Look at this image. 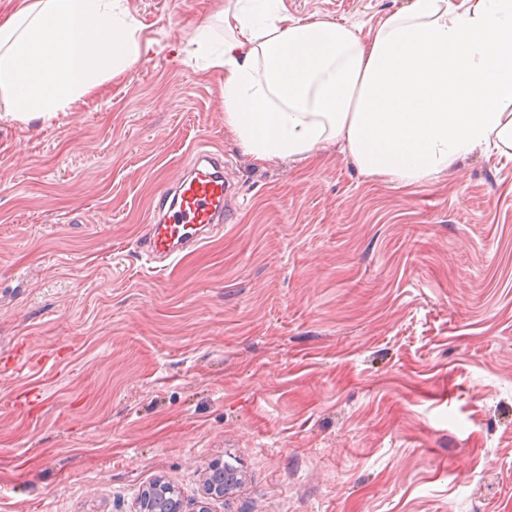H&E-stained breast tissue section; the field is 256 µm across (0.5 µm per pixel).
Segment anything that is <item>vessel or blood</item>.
Segmentation results:
<instances>
[{
	"mask_svg": "<svg viewBox=\"0 0 512 512\" xmlns=\"http://www.w3.org/2000/svg\"><path fill=\"white\" fill-rule=\"evenodd\" d=\"M232 195L224 180L222 152L197 151L171 201L158 203V213L148 226L143 245L151 262L168 267L181 252L208 239L223 224Z\"/></svg>",
	"mask_w": 512,
	"mask_h": 512,
	"instance_id": "vessel-or-blood-1",
	"label": "vessel or blood"
}]
</instances>
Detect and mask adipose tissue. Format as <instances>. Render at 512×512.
Masks as SVG:
<instances>
[{"label":"adipose tissue","instance_id":"obj_1","mask_svg":"<svg viewBox=\"0 0 512 512\" xmlns=\"http://www.w3.org/2000/svg\"><path fill=\"white\" fill-rule=\"evenodd\" d=\"M279 4L224 0L192 38L224 75L225 131L254 161L302 165L332 141L366 175L408 185L477 148L512 156V0H411L364 38ZM141 28L127 0H13L0 120L70 111L139 63Z\"/></svg>","mask_w":512,"mask_h":512}]
</instances>
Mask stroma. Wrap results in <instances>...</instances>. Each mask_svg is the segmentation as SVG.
Returning <instances> with one entry per match:
<instances>
[{
    "label": "stroma",
    "instance_id": "obj_1",
    "mask_svg": "<svg viewBox=\"0 0 512 512\" xmlns=\"http://www.w3.org/2000/svg\"><path fill=\"white\" fill-rule=\"evenodd\" d=\"M410 0H282L368 36ZM146 59L43 126L0 120V512H512V160L429 180L340 146L255 163L186 46L215 0H127ZM199 147L232 218L164 273L144 226ZM223 470L222 463H212L209 464L205 470V480H204V495L203 499L197 501V510L196 512H212L211 509V500L224 499V487L228 485L229 482L234 481V473L231 469H227L224 467V474L227 477L226 483L224 481H220L221 478L212 477V475L216 472ZM182 502L172 496L166 482L162 478L156 479L147 486L139 495L137 512H183Z\"/></svg>",
    "mask_w": 512,
    "mask_h": 512
}]
</instances>
